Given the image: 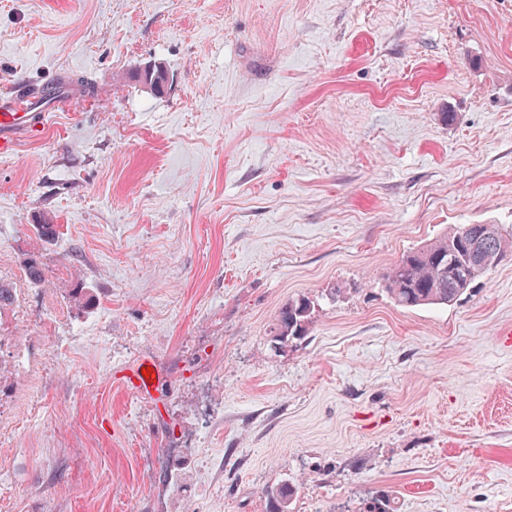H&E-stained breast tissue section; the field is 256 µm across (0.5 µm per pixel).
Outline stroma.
I'll return each mask as SVG.
<instances>
[{
	"mask_svg": "<svg viewBox=\"0 0 512 512\" xmlns=\"http://www.w3.org/2000/svg\"><path fill=\"white\" fill-rule=\"evenodd\" d=\"M55 76L0 157V512H512V253L444 307L382 281L512 231V0H0V92ZM314 307L313 302L305 297L288 302V306L280 312L272 342H279L275 339L284 337L288 340L300 339L306 332ZM142 369L149 373V377L142 374ZM117 373L124 390L138 397L150 396L161 379L159 365L150 358H141L136 363L125 365Z\"/></svg>",
	"mask_w": 512,
	"mask_h": 512,
	"instance_id": "1",
	"label": "stroma"
}]
</instances>
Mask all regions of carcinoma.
<instances>
[{
  "mask_svg": "<svg viewBox=\"0 0 512 512\" xmlns=\"http://www.w3.org/2000/svg\"><path fill=\"white\" fill-rule=\"evenodd\" d=\"M476 247L502 258L512 251V234L503 233L498 224H461L453 232L404 253L385 275V289L403 308L448 306L492 271L489 266L464 265L465 257ZM23 271L33 284L46 278L43 264L34 256L25 260ZM313 309V302L304 297L289 302L280 312L274 338H301ZM295 493L292 484L269 490L270 512H288ZM364 512H396L395 502L389 495L380 494L365 504Z\"/></svg>",
  "mask_w": 512,
  "mask_h": 512,
  "instance_id": "carcinoma-1",
  "label": "carcinoma"
}]
</instances>
